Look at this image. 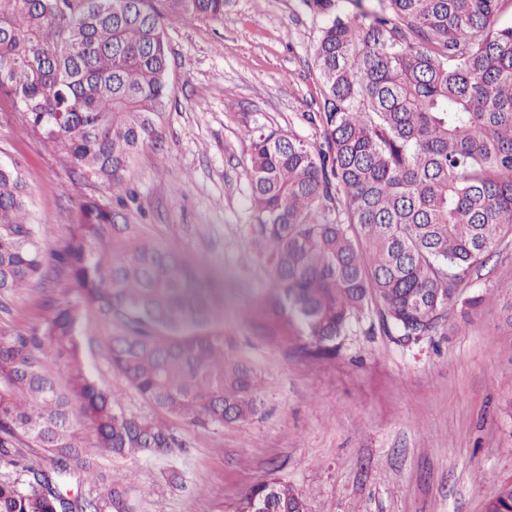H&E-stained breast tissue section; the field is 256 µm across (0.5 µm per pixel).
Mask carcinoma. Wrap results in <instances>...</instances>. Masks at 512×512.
Instances as JSON below:
<instances>
[{
    "label": "carcinoma",
    "mask_w": 512,
    "mask_h": 512,
    "mask_svg": "<svg viewBox=\"0 0 512 512\" xmlns=\"http://www.w3.org/2000/svg\"><path fill=\"white\" fill-rule=\"evenodd\" d=\"M313 52L316 144L250 134L254 243L272 288L259 304L301 348L329 359L373 308L401 340L434 333L460 291L512 237V24L504 0H379L344 18L335 0ZM227 0H0V99L82 174L130 197L126 174L163 133L172 63L165 21L224 16ZM20 173L0 164V296L68 273L27 332L0 331V512H138L102 462L181 447L169 426L128 414L82 358L89 307L111 329L112 371L199 428L258 412L259 381L224 342V290L193 261L97 199L79 202L51 253L29 220ZM47 355L61 361L56 377ZM86 428L89 438L80 436ZM89 486L85 492L80 488ZM237 512H307L288 483L253 487ZM486 512H512V481Z\"/></svg>",
    "instance_id": "1"
}]
</instances>
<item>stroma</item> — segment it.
<instances>
[{
	"mask_svg": "<svg viewBox=\"0 0 512 512\" xmlns=\"http://www.w3.org/2000/svg\"><path fill=\"white\" fill-rule=\"evenodd\" d=\"M326 23L305 0H228L223 20L167 22L173 81L164 134L128 174L135 200L122 214L184 257H207L224 284L225 343L254 367L261 411L208 429L164 417L113 373L108 329L86 311L88 371L124 411L166 421L183 443L112 463L113 479L134 482L141 512H235L269 478L299 489L308 512H485L489 495L512 479V294L498 286L512 278V243L463 288L462 298L482 299L469 321L451 311L434 335L407 345L371 309L336 357L310 358L256 310L271 278L252 244L250 133L321 141L303 115L321 99L312 60ZM0 163L20 172L31 221L50 249L80 200H112L4 99ZM64 292L77 294L53 272L0 299V331L43 321ZM171 468L183 474L182 490L167 486Z\"/></svg>",
	"mask_w": 512,
	"mask_h": 512,
	"instance_id": "stroma-1",
	"label": "stroma"
}]
</instances>
